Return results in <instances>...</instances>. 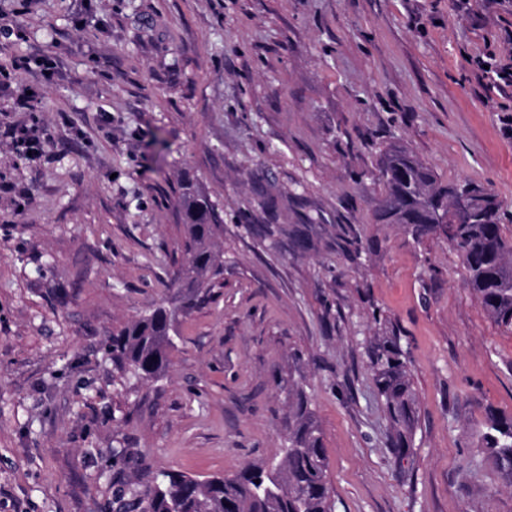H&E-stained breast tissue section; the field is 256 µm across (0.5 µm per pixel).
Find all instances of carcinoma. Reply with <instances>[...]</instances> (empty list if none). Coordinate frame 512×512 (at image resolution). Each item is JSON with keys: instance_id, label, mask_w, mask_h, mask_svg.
Here are the masks:
<instances>
[{"instance_id": "cac0c4a2", "label": "carcinoma", "mask_w": 512, "mask_h": 512, "mask_svg": "<svg viewBox=\"0 0 512 512\" xmlns=\"http://www.w3.org/2000/svg\"><path fill=\"white\" fill-rule=\"evenodd\" d=\"M381 224H403L421 240L444 237L460 255L467 285L499 326L512 331V236L504 233L502 202L468 180L442 183L412 151L392 146L380 160ZM185 254L167 281L170 301L112 330L106 346L115 369L146 385L164 377L176 348L179 314L201 306L224 284L221 224L211 199L187 177L177 199ZM440 211L449 224L435 223ZM366 358L390 425L397 465L409 457L419 421L409 361L397 336H375ZM285 444L268 460L232 475L198 479L159 472L144 489L118 491V512H333L328 461L321 431L304 390L303 376L288 368ZM483 453L512 489V417L493 415L481 435Z\"/></svg>"}]
</instances>
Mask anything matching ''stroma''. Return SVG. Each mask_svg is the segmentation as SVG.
Wrapping results in <instances>:
<instances>
[{"instance_id":"35a3bbf8","label":"stroma","mask_w":512,"mask_h":512,"mask_svg":"<svg viewBox=\"0 0 512 512\" xmlns=\"http://www.w3.org/2000/svg\"><path fill=\"white\" fill-rule=\"evenodd\" d=\"M0 512H116L119 481L270 458L297 364L335 512H512L481 451L512 415V332L458 253L381 224V152L499 196L512 230V0H0ZM35 89L29 109L16 101ZM49 137L33 160L13 126ZM224 225V285L181 317L165 377L112 367L114 327L167 298L176 196ZM32 203L16 213L19 194ZM398 335L420 420L396 465L365 357ZM299 361H292V354ZM31 63H34L39 69L42 76L51 81L55 75L56 64L51 56H43L39 59L17 58L11 62V69L14 72H24L31 69ZM48 72V75H45Z\"/></svg>"}]
</instances>
